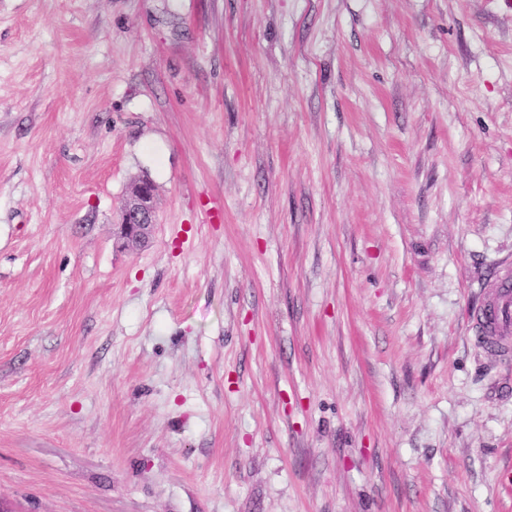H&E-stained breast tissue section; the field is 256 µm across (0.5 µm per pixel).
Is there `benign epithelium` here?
Here are the masks:
<instances>
[{
  "label": "benign epithelium",
  "instance_id": "1",
  "mask_svg": "<svg viewBox=\"0 0 512 512\" xmlns=\"http://www.w3.org/2000/svg\"><path fill=\"white\" fill-rule=\"evenodd\" d=\"M155 189L148 179L133 182L115 224V234L125 248L137 250L149 239L156 224Z\"/></svg>",
  "mask_w": 512,
  "mask_h": 512
}]
</instances>
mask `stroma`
Here are the masks:
<instances>
[{
  "label": "stroma",
  "instance_id": "obj_1",
  "mask_svg": "<svg viewBox=\"0 0 512 512\" xmlns=\"http://www.w3.org/2000/svg\"><path fill=\"white\" fill-rule=\"evenodd\" d=\"M507 263L512 0H0L11 512H512ZM155 189L148 179L134 181L123 202L115 234L125 248L137 250L149 239L156 224ZM491 288H496L485 305L472 315V326L487 345L500 356L512 354V279L508 273Z\"/></svg>",
  "mask_w": 512,
  "mask_h": 512
}]
</instances>
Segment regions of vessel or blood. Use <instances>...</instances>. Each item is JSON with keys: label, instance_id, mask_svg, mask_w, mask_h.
<instances>
[{"label": "vessel or blood", "instance_id": "vessel-or-blood-1", "mask_svg": "<svg viewBox=\"0 0 512 512\" xmlns=\"http://www.w3.org/2000/svg\"><path fill=\"white\" fill-rule=\"evenodd\" d=\"M472 326L499 355L512 354V279L496 283L491 298L474 311Z\"/></svg>", "mask_w": 512, "mask_h": 512}]
</instances>
